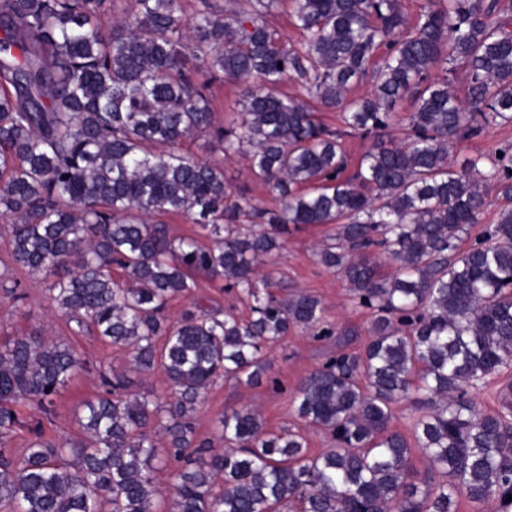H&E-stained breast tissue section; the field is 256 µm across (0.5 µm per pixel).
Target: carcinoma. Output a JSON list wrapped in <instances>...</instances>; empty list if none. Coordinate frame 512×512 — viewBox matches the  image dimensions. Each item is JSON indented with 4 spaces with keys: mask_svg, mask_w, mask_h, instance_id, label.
<instances>
[{
    "mask_svg": "<svg viewBox=\"0 0 512 512\" xmlns=\"http://www.w3.org/2000/svg\"><path fill=\"white\" fill-rule=\"evenodd\" d=\"M107 0H0V219L13 260L42 276L50 307L128 352L127 371L98 368L81 437L56 442L17 406L45 417L78 371L74 349L38 329L0 345V506L10 512H455L458 500L512 512V423L481 412L468 388L512 361V208L462 252L495 184L512 197V147L461 170L450 149L512 122V29L498 0H426L414 23L401 0H291L292 43L268 16L282 0H229L186 19L181 0H126L110 29ZM469 74L467 97L448 73ZM373 72V92L349 96ZM237 84L236 124L214 125L211 83ZM291 82L299 98L280 92ZM413 99L396 140V103ZM372 140L343 178L346 131ZM207 137L209 156L184 148ZM241 157L279 206L232 192L224 160ZM179 214L211 238L172 236ZM334 224L317 252L370 309L358 354L328 355L298 387L299 419L336 447L311 455L299 432L258 413L220 419L224 453L198 437L195 413L218 380L262 382L266 351L296 328L320 342L355 332L305 292L276 294L273 257L288 225ZM395 273L383 278L378 260ZM124 276L114 278L112 269ZM224 282L251 316L199 304L173 321L168 303ZM159 371L162 400L127 376ZM416 393L411 436L394 407ZM428 466L420 478L414 453ZM171 467L162 489L156 472Z\"/></svg>",
    "mask_w": 512,
    "mask_h": 512,
    "instance_id": "1",
    "label": "carcinoma"
}]
</instances>
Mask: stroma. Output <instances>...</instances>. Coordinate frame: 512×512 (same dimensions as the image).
<instances>
[{
    "label": "stroma",
    "instance_id": "35a3bbf8",
    "mask_svg": "<svg viewBox=\"0 0 512 512\" xmlns=\"http://www.w3.org/2000/svg\"><path fill=\"white\" fill-rule=\"evenodd\" d=\"M512 146V123L490 127L482 136L458 142L450 153L454 168H461L465 160L482 152L491 154L499 148ZM224 178L233 188L241 190L258 207L276 208L275 198L264 185L252 177L241 159L224 164ZM336 231L334 225H302L290 229L284 237V246L276 257L285 286L318 296L326 309L327 318L337 327L355 330L351 350H360L369 339L372 313L356 306L341 273L327 269L318 260L316 252ZM11 229L0 220V275L18 282L27 293L24 306L0 294V336L25 334L37 329L68 343L88 363L86 371L77 374L56 399V416L45 420L34 408L21 407L20 413L27 426L11 437L12 449L26 447L30 430L42 426L46 436L57 441L75 438L80 433L78 421L85 413V401L100 391L97 378L99 363H112L115 369L126 366L125 350L103 342L95 333L77 332L76 326L54 313L45 297V285L40 277L16 265L12 260ZM329 345L315 341L308 332L294 330L267 353L269 373L278 378L283 391L273 392L267 384L253 387H235L217 383L206 394L197 408L198 437L210 441L211 451L223 453L219 418L231 409L250 408L262 417L267 430H298L304 433L310 454L316 455L331 448L333 442L323 431L306 427L298 419L292 403L297 386L325 359ZM471 398L477 408L500 413L512 419V362L487 384L472 389Z\"/></svg>",
    "mask_w": 512,
    "mask_h": 512
}]
</instances>
